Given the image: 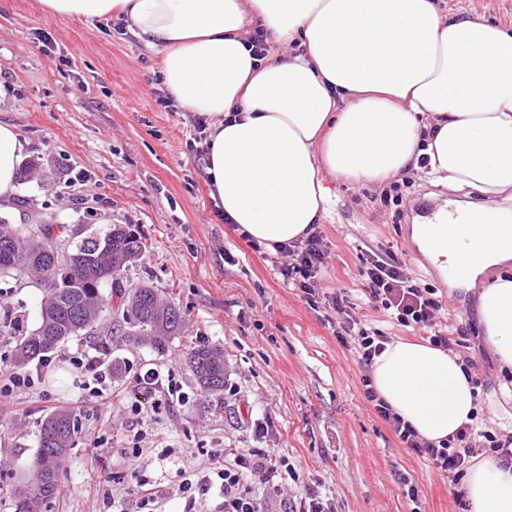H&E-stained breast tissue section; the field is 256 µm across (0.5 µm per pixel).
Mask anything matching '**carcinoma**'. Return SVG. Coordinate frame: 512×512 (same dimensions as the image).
I'll return each instance as SVG.
<instances>
[{"label":"carcinoma","instance_id":"carcinoma-1","mask_svg":"<svg viewBox=\"0 0 512 512\" xmlns=\"http://www.w3.org/2000/svg\"><path fill=\"white\" fill-rule=\"evenodd\" d=\"M62 224L18 227L0 220V278L14 273L31 276L43 290L38 326L16 329L3 317V331L15 337L17 367L42 360L75 337L89 334L101 321L104 289L125 297L122 318L136 342L157 351L179 335L183 317L147 283L123 282V272L146 248L145 238L127 224H110L66 247ZM188 366L206 394L224 392V352L199 346L188 354ZM78 435V420L70 411L47 416L41 425L38 450L23 488H15L17 512L62 492L59 475Z\"/></svg>","mask_w":512,"mask_h":512}]
</instances>
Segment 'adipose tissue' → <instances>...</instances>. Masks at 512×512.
Returning a JSON list of instances; mask_svg holds the SVG:
<instances>
[{
    "mask_svg": "<svg viewBox=\"0 0 512 512\" xmlns=\"http://www.w3.org/2000/svg\"><path fill=\"white\" fill-rule=\"evenodd\" d=\"M50 17L128 19L163 56L177 107L209 117L205 176L231 223L267 248L327 216L330 175L383 184L417 168L437 184L512 198V34L480 19H447L437 0H41ZM293 54L256 64L247 27ZM24 145L0 124V197L14 192ZM464 229L475 260L476 322L512 367V276L478 278L512 263L498 222ZM373 387L429 442L477 413L456 356L430 345L387 344ZM472 512H512V468L469 467Z\"/></svg>",
    "mask_w": 512,
    "mask_h": 512,
    "instance_id": "1",
    "label": "adipose tissue"
}]
</instances>
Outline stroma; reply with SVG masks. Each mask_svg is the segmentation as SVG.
<instances>
[{
	"label": "stroma",
	"mask_w": 512,
	"mask_h": 512,
	"mask_svg": "<svg viewBox=\"0 0 512 512\" xmlns=\"http://www.w3.org/2000/svg\"><path fill=\"white\" fill-rule=\"evenodd\" d=\"M449 16L464 15L512 30V0H444ZM52 38L43 49L39 34ZM161 57L117 19H55L40 0H0V123L39 160L33 177H21L23 208L0 206V217L100 230L105 219L128 224L146 239L130 268L131 282L145 281L178 307L180 336L165 351L135 344L107 299L99 328L76 342L108 344L112 351V408L99 409L82 390L81 374L57 364L39 394L0 400V486L21 484L38 449L43 419L73 410L79 434L64 463V494L39 512H101L99 489L112 491L116 512L141 497L144 487L170 496L165 512H184L178 487L185 475L216 467L221 448H269L287 457L295 476L281 493L252 482L254 495L278 512L280 499L297 503L321 493L333 512H454L448 479L402 448L391 426L366 402L363 368L343 346L324 312L309 308L300 289L283 283L277 254L254 249L238 225L220 220L204 163L187 147L195 114L158 102ZM401 205H383L381 189L326 179L330 216L319 226L328 259L317 292L343 291L369 326L394 340L424 344L428 331L395 326L365 301L358 276V246L408 256V266L436 288L450 317L464 327V344L478 365L479 422L512 432V368H505L476 330L475 296L450 288L426 257L411 259L409 215L432 201L463 210L487 205L486 196L462 195L430 183L423 171L409 175ZM224 351L226 386L236 398L201 391L186 364L192 347ZM171 371L189 400L160 412L132 415L128 367ZM268 424L265 438L251 425ZM154 459L141 467L136 448ZM418 489L416 499L407 485Z\"/></svg>",
	"instance_id": "1"
}]
</instances>
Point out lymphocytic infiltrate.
I'll use <instances>...</instances> for the list:
<instances>
[{"mask_svg":"<svg viewBox=\"0 0 512 512\" xmlns=\"http://www.w3.org/2000/svg\"><path fill=\"white\" fill-rule=\"evenodd\" d=\"M276 252L281 258L279 274L283 282L300 288L311 309L324 305L334 311L337 340L343 345L353 346L364 370L362 385L366 401L392 427L408 453L447 475L456 488L454 503L457 512H471L469 501L457 489L458 483L464 478L476 450L492 453L501 466L512 465V433L480 431L466 424L441 443L423 440L378 396L372 386L370 369L373 360L382 353L385 344L390 343V336L358 319L347 296L339 293L325 296L314 288L315 279L328 256L320 231L310 228L305 237L277 246ZM358 260V275L369 304L381 306L399 327L431 329V346L453 351L458 344V336L464 333L463 328L445 322L443 305L434 289L416 281L403 257L390 250L380 253L364 249L360 251ZM111 356V350L105 346L92 352L77 347L63 356L64 361L85 376L90 396L106 410L112 406ZM222 454L227 462L215 474L199 475L180 485L179 491L187 504L195 505L197 498L215 490L221 497V512H265L264 504L252 496L249 485L256 480L272 490H280L284 482L283 471L288 466L287 458L268 448H226Z\"/></svg>","mask_w":512,"mask_h":512,"instance_id":"lymphocytic-infiltrate-1","label":"lymphocytic infiltrate"}]
</instances>
